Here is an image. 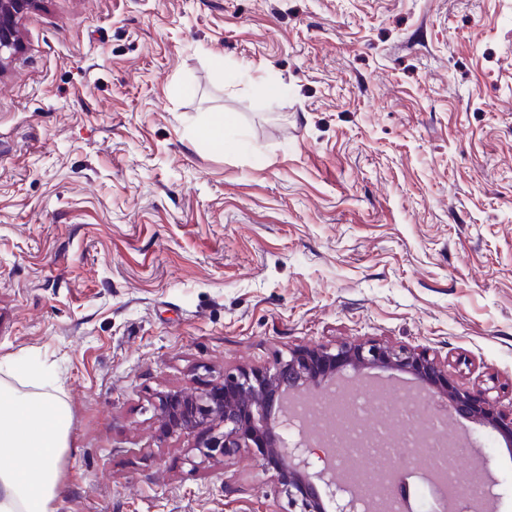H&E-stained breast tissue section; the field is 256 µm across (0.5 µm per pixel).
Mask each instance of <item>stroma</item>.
I'll use <instances>...</instances> for the list:
<instances>
[{
    "mask_svg": "<svg viewBox=\"0 0 512 512\" xmlns=\"http://www.w3.org/2000/svg\"><path fill=\"white\" fill-rule=\"evenodd\" d=\"M18 28L0 382L71 413L57 512L286 507L151 403L291 348L405 345L512 407V0H38ZM447 430L512 512L502 438Z\"/></svg>",
    "mask_w": 512,
    "mask_h": 512,
    "instance_id": "1",
    "label": "stroma"
}]
</instances>
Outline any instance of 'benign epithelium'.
Returning a JSON list of instances; mask_svg holds the SVG:
<instances>
[{
    "instance_id": "benign-epithelium-1",
    "label": "benign epithelium",
    "mask_w": 512,
    "mask_h": 512,
    "mask_svg": "<svg viewBox=\"0 0 512 512\" xmlns=\"http://www.w3.org/2000/svg\"><path fill=\"white\" fill-rule=\"evenodd\" d=\"M38 0H0V65L21 45L17 17ZM371 369L413 376L421 388L448 398L453 412L512 441V408L491 401L482 390L460 391L448 382L440 363L406 346L354 340L336 346L290 349L263 366L224 370L209 387L171 390L152 402L163 436L198 434L205 459H229L241 450L275 472L287 499L283 512H363L367 492L349 489L335 463H325L328 448L303 435L286 437L288 401L310 390L335 393L341 373L354 376Z\"/></svg>"
}]
</instances>
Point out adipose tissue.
<instances>
[{"instance_id": "obj_1", "label": "adipose tissue", "mask_w": 512, "mask_h": 512, "mask_svg": "<svg viewBox=\"0 0 512 512\" xmlns=\"http://www.w3.org/2000/svg\"><path fill=\"white\" fill-rule=\"evenodd\" d=\"M70 427L63 403L0 385V448L10 455L0 465V512H54Z\"/></svg>"}]
</instances>
